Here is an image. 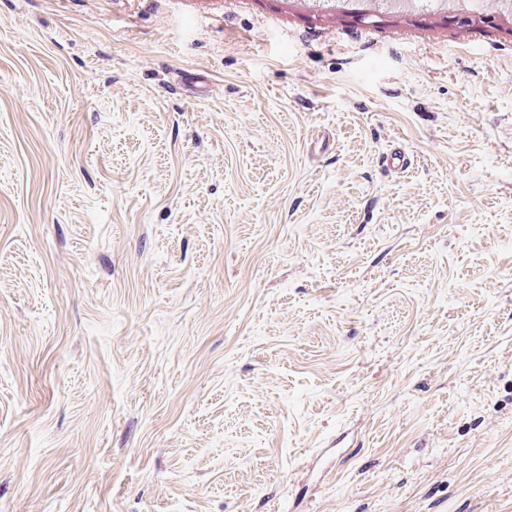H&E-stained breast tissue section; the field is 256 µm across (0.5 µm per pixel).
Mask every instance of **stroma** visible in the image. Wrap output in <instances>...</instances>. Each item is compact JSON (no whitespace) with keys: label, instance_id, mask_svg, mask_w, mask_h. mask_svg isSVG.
Segmentation results:
<instances>
[{"label":"stroma","instance_id":"stroma-1","mask_svg":"<svg viewBox=\"0 0 512 512\" xmlns=\"http://www.w3.org/2000/svg\"><path fill=\"white\" fill-rule=\"evenodd\" d=\"M0 512H512V24L0 0Z\"/></svg>","mask_w":512,"mask_h":512}]
</instances>
